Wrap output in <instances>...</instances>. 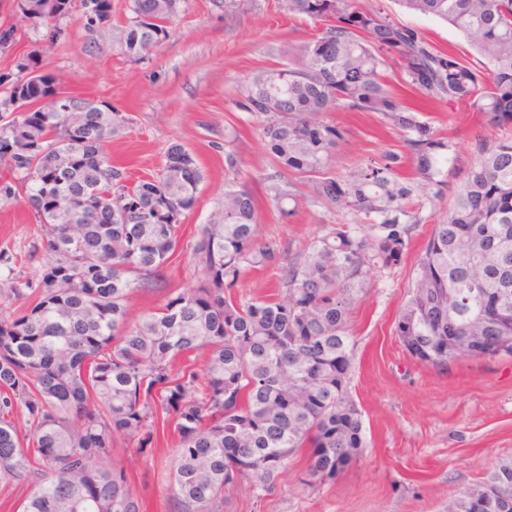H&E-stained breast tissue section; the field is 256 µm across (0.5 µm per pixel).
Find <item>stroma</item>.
<instances>
[{
    "mask_svg": "<svg viewBox=\"0 0 512 512\" xmlns=\"http://www.w3.org/2000/svg\"><path fill=\"white\" fill-rule=\"evenodd\" d=\"M127 2L112 0L111 25L93 35L85 32L79 12H72L52 41L23 21L13 0H0V26L14 30L10 48L0 51V73L12 68L15 56L38 46L45 73L67 90L127 114L130 124L112 135L105 150L126 168L130 181L156 173L174 144L193 152L203 169L198 203L183 220L180 245L161 283L130 298L134 323L170 295L196 288L189 245L224 207L225 150L236 155L239 180L258 199L260 237L277 244L283 255L306 251L328 228L357 219L350 211L328 207L300 183L294 198L276 202L274 187L291 176L269 155L261 119L236 105L239 85L286 65L289 46L318 33V23L288 14L284 0H241L229 17L214 0H182L167 40L149 59L134 62L118 47ZM360 2L415 29L438 49L468 46L447 23L410 11L400 0ZM386 81L444 142L446 186L415 197L418 222L401 262L371 274L350 317V395L362 414L366 446L335 476L311 485L303 453L281 470L271 495L257 497L250 481L241 480L225 489L224 512H448L450 498L475 488L495 464L512 460V357H467L437 368L413 357L394 334L422 248L448 210L451 188L474 163L477 144L512 138V124L491 129L478 113L424 100L403 84L398 69L387 70ZM323 118L345 131L331 161L337 175H348L388 151L406 156L403 175L415 173L403 135L386 126L379 113L336 110ZM46 263L35 212L21 201L0 203V318L24 305L10 292L16 278L38 283ZM175 446L172 434L145 452L116 442L113 461L144 487L145 512H175L169 476Z\"/></svg>",
    "mask_w": 512,
    "mask_h": 512,
    "instance_id": "1",
    "label": "stroma"
}]
</instances>
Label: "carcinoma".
I'll use <instances>...</instances> for the list:
<instances>
[{
  "label": "carcinoma",
  "mask_w": 512,
  "mask_h": 512,
  "mask_svg": "<svg viewBox=\"0 0 512 512\" xmlns=\"http://www.w3.org/2000/svg\"><path fill=\"white\" fill-rule=\"evenodd\" d=\"M74 0H15L33 28L58 33ZM285 9L324 22L288 50L278 80L258 74L237 105L263 118L269 154L330 206L371 221L346 224L283 258L258 237L257 199L224 182V217L190 244L199 274L137 323L128 302L156 283L195 209L204 173L193 153L171 145L155 175L128 185L104 151L128 123L100 103L72 116L48 112L59 83L42 51L0 74V202L36 212L48 263L37 302L0 318V482L26 484L21 512H144L145 496L112 462L115 436L151 449L160 433L179 436L171 467L177 512H224V487L248 479L270 494L288 459L309 449L311 480L336 475L364 448L362 415L349 392L354 343L349 317L368 276L401 262L417 217L404 203L440 185L445 144L384 80L395 66L427 99L478 112L485 124L512 123V0H402L448 22L467 39L442 51L413 28L359 0H284ZM82 13L93 33L112 20V0ZM180 0H129L120 47L150 58L170 35ZM324 43L329 52L316 46ZM39 108L11 112L17 102ZM377 112L402 133L418 179L400 174L394 152L348 176L330 171L344 130L321 119L337 108ZM274 267L270 299L237 295L241 272ZM405 349L435 367L465 357L512 356V140L481 147L434 225L413 289L395 323ZM207 354L204 376L189 355ZM25 417L22 438L10 415ZM452 512H512V460L475 489L448 501Z\"/></svg>",
  "instance_id": "1"
}]
</instances>
